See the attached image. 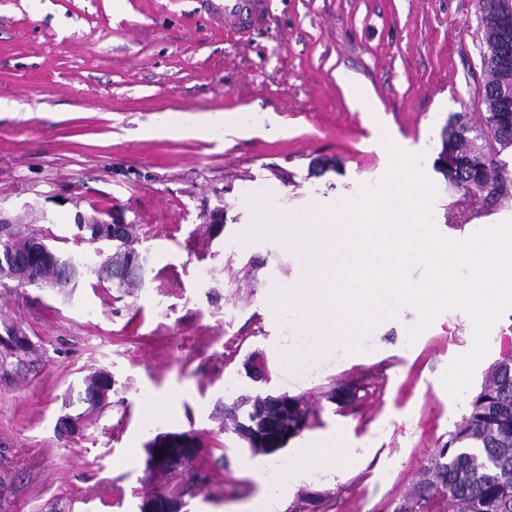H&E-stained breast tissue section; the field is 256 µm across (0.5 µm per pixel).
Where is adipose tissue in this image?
I'll return each instance as SVG.
<instances>
[{
    "instance_id": "obj_1",
    "label": "adipose tissue",
    "mask_w": 512,
    "mask_h": 512,
    "mask_svg": "<svg viewBox=\"0 0 512 512\" xmlns=\"http://www.w3.org/2000/svg\"><path fill=\"white\" fill-rule=\"evenodd\" d=\"M359 459L351 451L343 431H336L316 442L294 448L287 463L271 461L258 475L260 487L252 497L233 508L232 512H283L291 485L286 473L296 470L305 473L313 470L348 471L358 468Z\"/></svg>"
}]
</instances>
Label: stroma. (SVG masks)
Returning a JSON list of instances; mask_svg holds the SVG:
<instances>
[{"instance_id":"stroma-1","label":"stroma","mask_w":512,"mask_h":512,"mask_svg":"<svg viewBox=\"0 0 512 512\" xmlns=\"http://www.w3.org/2000/svg\"><path fill=\"white\" fill-rule=\"evenodd\" d=\"M346 69L381 109L350 103ZM486 46L477 0H273L249 38L225 33L205 0H0V228L37 229L54 249L99 258L77 242V219L130 224L147 257L130 292L81 278L68 294L0 282V336L20 328L37 353L0 373V512H139L162 482L132 442L194 433L210 480L181 512H226L258 485L261 455L225 427L224 412L256 394L302 397L313 416L294 444L343 429L363 459L352 474L308 472L285 512H395L468 410L441 376L473 346L463 310L440 314L416 340L414 309L377 324L367 356L336 350L281 374L274 349L303 335L272 319L270 291L294 268L271 239L240 250L249 197L280 208L355 202L388 169L374 130L392 127L435 183L445 235L512 220V197L486 205L454 190L437 166L452 116L478 123ZM261 111V129L149 137L165 114L197 120ZM224 211V229L208 223ZM266 368L254 381L245 364ZM114 385L108 406L72 437L57 420L85 375ZM176 393L172 412L145 418L146 394Z\"/></svg>"}]
</instances>
